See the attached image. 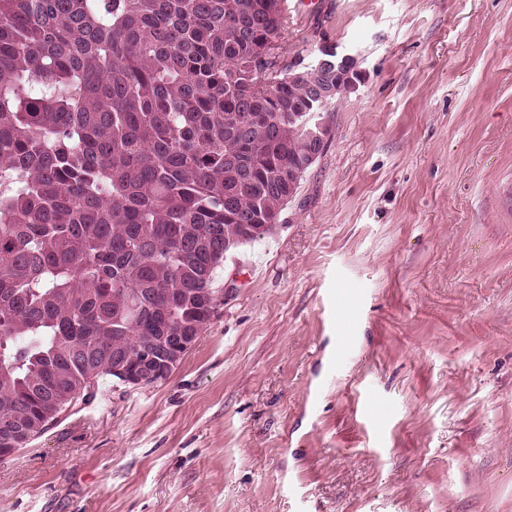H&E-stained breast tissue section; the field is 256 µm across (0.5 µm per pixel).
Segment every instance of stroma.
Wrapping results in <instances>:
<instances>
[{
  "instance_id": "stroma-1",
  "label": "stroma",
  "mask_w": 512,
  "mask_h": 512,
  "mask_svg": "<svg viewBox=\"0 0 512 512\" xmlns=\"http://www.w3.org/2000/svg\"><path fill=\"white\" fill-rule=\"evenodd\" d=\"M361 81L166 381L100 377L0 512H512V0H284Z\"/></svg>"
}]
</instances>
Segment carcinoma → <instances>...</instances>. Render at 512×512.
<instances>
[{"label":"carcinoma","mask_w":512,"mask_h":512,"mask_svg":"<svg viewBox=\"0 0 512 512\" xmlns=\"http://www.w3.org/2000/svg\"><path fill=\"white\" fill-rule=\"evenodd\" d=\"M277 0H0V448L162 336L264 239L351 92L275 56Z\"/></svg>","instance_id":"1"}]
</instances>
